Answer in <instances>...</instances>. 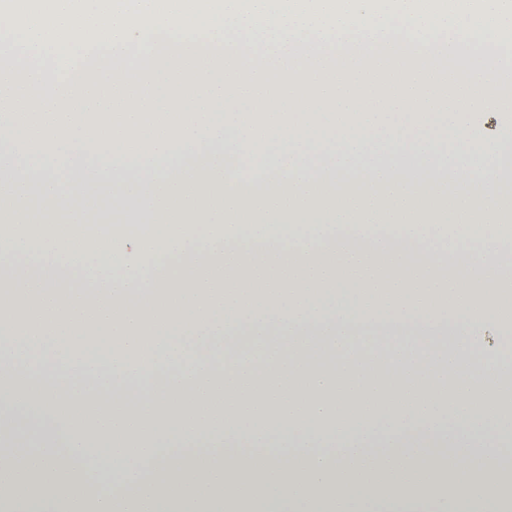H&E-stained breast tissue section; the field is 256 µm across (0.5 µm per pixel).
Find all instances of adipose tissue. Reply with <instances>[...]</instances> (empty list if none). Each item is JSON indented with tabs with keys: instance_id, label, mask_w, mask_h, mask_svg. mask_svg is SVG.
Masks as SVG:
<instances>
[{
	"instance_id": "obj_1",
	"label": "adipose tissue",
	"mask_w": 512,
	"mask_h": 512,
	"mask_svg": "<svg viewBox=\"0 0 512 512\" xmlns=\"http://www.w3.org/2000/svg\"><path fill=\"white\" fill-rule=\"evenodd\" d=\"M399 2L400 95L359 112L0 125V490L182 512L209 471L214 512L414 508L443 483L436 512H512L480 434L512 446V127L468 119L493 87L512 112V0ZM28 413L81 449L67 484Z\"/></svg>"
}]
</instances>
